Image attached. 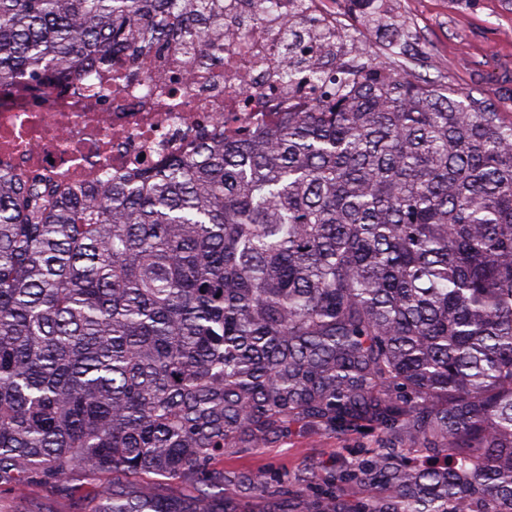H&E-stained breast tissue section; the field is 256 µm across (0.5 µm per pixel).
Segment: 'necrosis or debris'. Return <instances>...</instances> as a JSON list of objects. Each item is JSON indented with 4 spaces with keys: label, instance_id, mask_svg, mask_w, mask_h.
<instances>
[{
    "label": "necrosis or debris",
    "instance_id": "1",
    "mask_svg": "<svg viewBox=\"0 0 512 512\" xmlns=\"http://www.w3.org/2000/svg\"><path fill=\"white\" fill-rule=\"evenodd\" d=\"M369 8L368 0H355L340 13L334 0H305L319 28L303 31L290 50L292 0H269L263 9L255 0H225L218 53L203 56L172 44L133 59L114 56L103 72L112 89L99 100L77 80L64 98L49 90L17 103L0 101V173L21 181L50 174L99 188L104 172L124 176L163 167L193 155L212 135L230 142L263 133L311 104L289 81V65L304 72L350 66L357 50L340 39L342 16ZM174 97L176 112L169 109Z\"/></svg>",
    "mask_w": 512,
    "mask_h": 512
}]
</instances>
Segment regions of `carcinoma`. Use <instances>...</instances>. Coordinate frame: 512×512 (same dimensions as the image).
Instances as JSON below:
<instances>
[{
	"mask_svg": "<svg viewBox=\"0 0 512 512\" xmlns=\"http://www.w3.org/2000/svg\"><path fill=\"white\" fill-rule=\"evenodd\" d=\"M224 0H0V97L191 40ZM368 20L393 31L409 26ZM309 112L104 189L0 177V485L98 489L97 512H295L211 468L305 421L367 429L300 512H512V118L384 62L308 73ZM193 479L192 506L106 479ZM358 483L344 504L335 489ZM224 495L238 501L245 512H265L267 508V499L250 494H242L233 484L224 486Z\"/></svg>",
	"mask_w": 512,
	"mask_h": 512,
	"instance_id": "obj_1",
	"label": "carcinoma"
}]
</instances>
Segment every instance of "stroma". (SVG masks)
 Segmentation results:
<instances>
[{
  "label": "stroma",
  "mask_w": 512,
  "mask_h": 512,
  "mask_svg": "<svg viewBox=\"0 0 512 512\" xmlns=\"http://www.w3.org/2000/svg\"><path fill=\"white\" fill-rule=\"evenodd\" d=\"M414 32L418 47L403 58L416 76L452 84L512 113V5L507 0H387ZM371 434H341L322 428H293L287 439L244 453H225L214 469L227 473L275 467L302 494L321 492L325 473L350 457L352 450L373 447ZM96 488L77 479L61 487L30 484L24 493L0 487V512H94Z\"/></svg>",
  "instance_id": "35a3bbf8"
}]
</instances>
